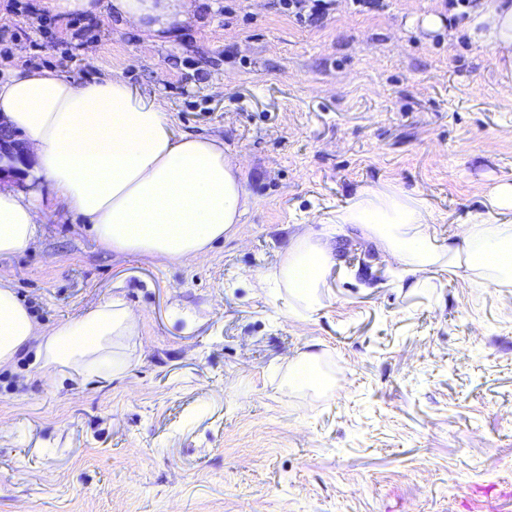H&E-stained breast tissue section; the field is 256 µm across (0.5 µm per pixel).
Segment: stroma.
I'll list each match as a JSON object with an SVG mask.
<instances>
[{
	"label": "stroma",
	"instance_id": "35a3bbf8",
	"mask_svg": "<svg viewBox=\"0 0 512 512\" xmlns=\"http://www.w3.org/2000/svg\"><path fill=\"white\" fill-rule=\"evenodd\" d=\"M196 2L150 44L105 13L76 39L81 15L0 0V77L117 76L162 97L178 131L224 141L256 201L188 263L103 251L61 202L34 247L0 255L42 326L113 297L141 317L121 378L0 369V512H512V288L399 287L349 226L310 317L253 286L361 187L418 194L447 243L512 180V70L456 0H332L314 24L282 0ZM309 350L344 392L289 390Z\"/></svg>",
	"mask_w": 512,
	"mask_h": 512
}]
</instances>
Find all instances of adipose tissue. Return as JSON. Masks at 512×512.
I'll return each instance as SVG.
<instances>
[{
	"label": "adipose tissue",
	"mask_w": 512,
	"mask_h": 512,
	"mask_svg": "<svg viewBox=\"0 0 512 512\" xmlns=\"http://www.w3.org/2000/svg\"><path fill=\"white\" fill-rule=\"evenodd\" d=\"M56 12L110 13L153 43L169 41L193 15V0H50ZM469 38L512 67V0H488L466 25ZM0 120L31 152L30 174L50 183L56 199L88 225L102 249L162 263L205 256L243 223L254 201L244 173L223 141L180 134L166 102L148 99L119 78L78 83L42 69L0 79ZM51 202L0 185V255L32 246ZM437 219L422 198L397 186L363 187L323 218L320 231L296 234L270 274L285 285V313L303 319L320 309L333 240L357 228L394 265L399 282L422 288L445 271L490 288L512 286V181L488 195L483 211L440 244ZM140 316L115 297L86 315L46 328L35 322L9 283L0 282V368L35 353L33 371L46 378L65 369L113 377L120 346L139 334Z\"/></svg>",
	"instance_id": "ef3b65f1"
}]
</instances>
